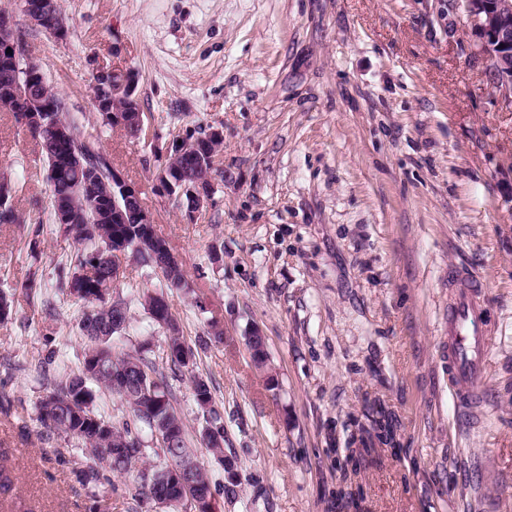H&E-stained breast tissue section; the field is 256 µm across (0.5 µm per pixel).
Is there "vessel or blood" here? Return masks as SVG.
Returning <instances> with one entry per match:
<instances>
[{"instance_id": "1", "label": "vessel or blood", "mask_w": 512, "mask_h": 512, "mask_svg": "<svg viewBox=\"0 0 512 512\" xmlns=\"http://www.w3.org/2000/svg\"><path fill=\"white\" fill-rule=\"evenodd\" d=\"M448 285V386L459 411L473 420L481 413L489 349L482 285L461 269L449 272Z\"/></svg>"}]
</instances>
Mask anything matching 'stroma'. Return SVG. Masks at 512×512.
Returning a JSON list of instances; mask_svg holds the SVG:
<instances>
[{
    "label": "stroma",
    "mask_w": 512,
    "mask_h": 512,
    "mask_svg": "<svg viewBox=\"0 0 512 512\" xmlns=\"http://www.w3.org/2000/svg\"><path fill=\"white\" fill-rule=\"evenodd\" d=\"M67 37L32 26L20 0H0L62 96L66 117L139 187L188 289L127 257L114 298L128 309L115 353L167 369L166 330L148 295L164 293L198 350L224 415L235 496L219 512H512V107L462 17L442 0H61ZM138 75L144 130L105 125L92 103L96 66ZM220 128L224 173L196 223L155 187L174 137ZM14 206L42 218L0 225V447L17 478L0 512H89L91 502L47 437L38 403L76 369L82 303L56 288L74 251L52 226L47 164L0 109V174ZM484 284L495 327L479 422L448 389V269ZM59 312L48 319L44 301ZM220 344L201 346L210 319ZM262 331L279 386L266 390L243 334ZM189 446L213 486L224 483L202 438L188 380H172ZM389 423L347 466L353 437ZM353 492V503L337 492ZM97 494L110 512H161L116 478Z\"/></svg>",
    "instance_id": "35a3bbf8"
}]
</instances>
